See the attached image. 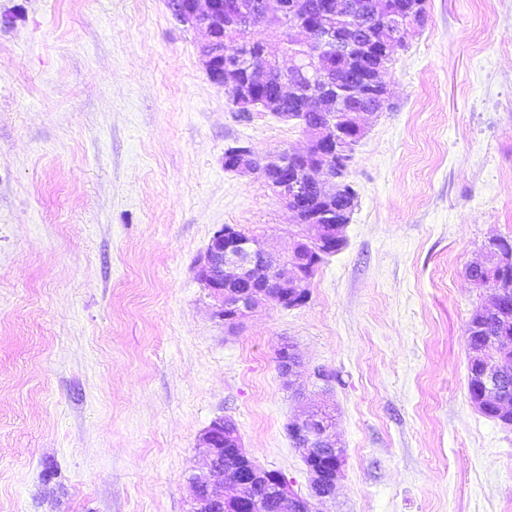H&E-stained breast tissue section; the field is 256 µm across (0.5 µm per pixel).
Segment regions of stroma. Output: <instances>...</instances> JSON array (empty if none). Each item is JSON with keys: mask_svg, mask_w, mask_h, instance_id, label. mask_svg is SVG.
Masks as SVG:
<instances>
[{"mask_svg": "<svg viewBox=\"0 0 512 512\" xmlns=\"http://www.w3.org/2000/svg\"><path fill=\"white\" fill-rule=\"evenodd\" d=\"M426 9L355 148L346 246L304 305L230 329L213 233L285 251L295 219L224 152L302 150L299 122L235 112L166 0H0V512H192L219 417L308 494L286 426L317 404L345 450L322 512H512V427L467 389L492 292L465 274L512 237V0Z\"/></svg>", "mask_w": 512, "mask_h": 512, "instance_id": "stroma-1", "label": "stroma"}]
</instances>
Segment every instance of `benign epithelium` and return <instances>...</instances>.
<instances>
[{"instance_id":"benign-epithelium-1","label":"benign epithelium","mask_w":512,"mask_h":512,"mask_svg":"<svg viewBox=\"0 0 512 512\" xmlns=\"http://www.w3.org/2000/svg\"><path fill=\"white\" fill-rule=\"evenodd\" d=\"M172 16L189 29H200L207 39L200 48L201 61L212 82L231 95L237 111L249 116L272 112L284 100L297 102V111L278 113L284 120H298L309 138L305 151L284 150L273 158H261L240 144L224 152V167L240 173L262 171L267 185L297 220L290 232L292 249L286 254L267 249L259 237L238 226L226 224L212 235L200 262L199 275L214 300L212 314L233 328L260 305L272 302L282 307L303 305L309 296L311 269L322 256L343 247L344 231L354 204L339 210L335 203L342 193L340 174L331 164L344 135L360 140L367 117L389 106L382 79L397 49L408 44L414 31L427 20L426 10L409 11L398 2L392 13L380 16L366 0H167ZM291 15L294 37L305 46L300 54H288L291 66L268 73L263 66L249 65L252 55L238 43L224 50V37L245 27L244 21L273 25L277 15ZM358 18L325 33L320 22L328 17ZM339 53L353 62L364 55L365 73L344 84L335 80L327 59ZM273 82L275 95L260 97L255 87ZM374 98L378 107L364 109L360 103ZM492 261L504 272H512V245L491 239ZM281 375L292 374L298 360L293 349L281 347L276 356ZM479 409L498 406V421L512 426V389L508 374L495 362L483 365ZM288 436L303 450L309 464L310 494L301 496L279 472L257 467L247 456L230 421L213 420L200 436L209 458L208 471L192 480L195 512H315L336 493L341 477L344 448L336 439L335 423L307 413L287 425ZM224 436L227 461L218 462V437Z\"/></svg>"}]
</instances>
